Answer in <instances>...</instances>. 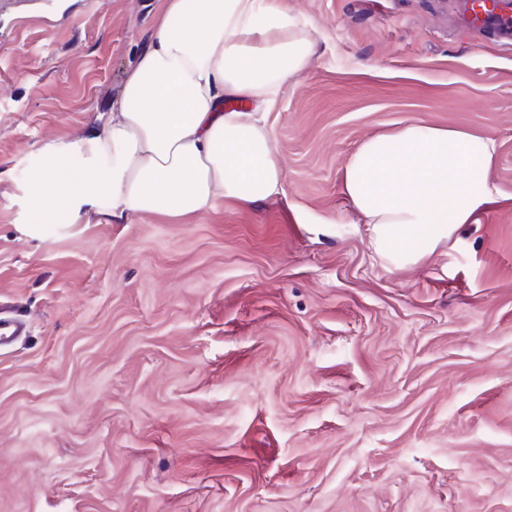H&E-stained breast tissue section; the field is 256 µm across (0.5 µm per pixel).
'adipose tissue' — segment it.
Masks as SVG:
<instances>
[{
    "instance_id": "adipose-tissue-1",
    "label": "adipose tissue",
    "mask_w": 512,
    "mask_h": 512,
    "mask_svg": "<svg viewBox=\"0 0 512 512\" xmlns=\"http://www.w3.org/2000/svg\"><path fill=\"white\" fill-rule=\"evenodd\" d=\"M316 54L281 0H163L157 31L102 130L47 144L31 169L29 223L74 220L104 197L113 216L197 215L224 199L255 205L286 194L262 115ZM493 139L409 123L350 155L343 191L388 272L447 252L494 200Z\"/></svg>"
}]
</instances>
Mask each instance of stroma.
I'll list each match as a JSON object with an SVG mask.
<instances>
[{"mask_svg": "<svg viewBox=\"0 0 512 512\" xmlns=\"http://www.w3.org/2000/svg\"><path fill=\"white\" fill-rule=\"evenodd\" d=\"M74 3L0 41V512H512V43L453 0H282L318 48L266 113L286 197L25 239L32 157L100 126L162 0ZM410 122L494 139L495 200L391 274L342 177ZM25 328V322L14 311V316H6L0 305V346L6 344L13 336H19Z\"/></svg>", "mask_w": 512, "mask_h": 512, "instance_id": "obj_1", "label": "stroma"}]
</instances>
